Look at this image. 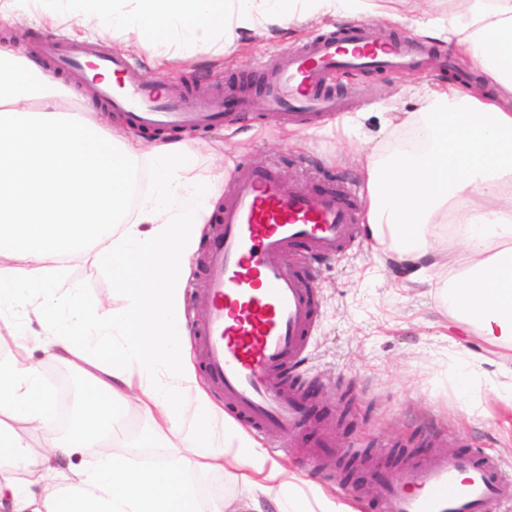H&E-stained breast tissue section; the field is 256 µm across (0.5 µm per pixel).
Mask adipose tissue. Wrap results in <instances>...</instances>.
Masks as SVG:
<instances>
[{
    "instance_id": "obj_1",
    "label": "adipose tissue",
    "mask_w": 512,
    "mask_h": 512,
    "mask_svg": "<svg viewBox=\"0 0 512 512\" xmlns=\"http://www.w3.org/2000/svg\"><path fill=\"white\" fill-rule=\"evenodd\" d=\"M422 35L445 37L495 83L501 99L477 89L427 87L418 111L400 115L417 148L360 168L365 220L389 257L418 282L444 280V306L466 333L512 349V0H464L457 15L413 19ZM70 86L12 47L0 48V315L31 308L37 336L89 385L85 409L52 457L39 461L26 426L52 428L57 402L37 362L0 348V501L11 512H224L201 501L192 466L260 472L265 457L235 424L214 431L217 410L199 393L194 432L182 434V392L194 389L187 364L182 288L197 252L214 187L193 176V155L178 141L150 152L153 185L130 205L140 158L107 133L94 109L71 111ZM121 290L127 305L105 319L67 280L86 254ZM166 378L155 381L157 372ZM152 379L140 400L160 424L142 442L172 453L137 467L111 448L117 413L133 376Z\"/></svg>"
}]
</instances>
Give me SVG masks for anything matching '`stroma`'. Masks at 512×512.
<instances>
[{
    "label": "stroma",
    "instance_id": "1",
    "mask_svg": "<svg viewBox=\"0 0 512 512\" xmlns=\"http://www.w3.org/2000/svg\"><path fill=\"white\" fill-rule=\"evenodd\" d=\"M380 15L371 17L375 34L397 41L414 37L409 21L428 12L450 15L454 0H379ZM347 18L324 16L304 23L272 27L264 33L241 31L228 49L183 50L159 55L136 34L116 39L111 29H78L81 40L136 62L143 79L157 84L189 80L227 98L244 85L259 97V66L346 26ZM12 29L23 48L45 38H66L63 27L49 26L32 12L0 20V31ZM436 64L400 72L339 73L331 83L352 106L332 120L306 128L261 112L248 114L241 126L181 132L196 157V173L211 181L219 198L232 190L238 164L272 167L281 184L320 195L343 193L356 213H363L367 190L358 169L366 155H388L401 135L389 126L394 112H414L413 88L448 84L453 71L467 66L468 56L452 42L433 40ZM287 269L313 283V332L298 371L299 394L306 405L296 437L256 436L269 461L298 479L297 489L308 512H318L312 488H319L349 512H369L363 489L374 486V472L400 474L413 458L441 449L464 454L476 448L492 453L512 474V407L502 400L500 382L512 379V350L461 334L451 325L441 299L438 276L421 284L408 282L404 267L384 263L372 237L324 256L302 244L283 258ZM70 277L80 283L85 300L100 314L123 311L126 296L94 260L72 263ZM40 327L18 312L0 317V337L22 355L38 360L45 382L60 389L61 361L45 358L33 339ZM478 356L480 366L462 379L460 363ZM122 419L121 445L134 448L135 464L162 463L166 445L138 447L152 426L139 407L129 406ZM196 491L207 499L239 506L251 488L226 474L197 469Z\"/></svg>",
    "mask_w": 512,
    "mask_h": 512
}]
</instances>
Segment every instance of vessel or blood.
I'll list each match as a JSON object with an SVG mask.
<instances>
[{
  "instance_id": "obj_1",
  "label": "vessel or blood",
  "mask_w": 512,
  "mask_h": 512,
  "mask_svg": "<svg viewBox=\"0 0 512 512\" xmlns=\"http://www.w3.org/2000/svg\"><path fill=\"white\" fill-rule=\"evenodd\" d=\"M42 51L77 80L90 63L112 73L117 86L98 83L95 98L132 129L227 127L239 118L219 97L143 82L136 63L99 47L50 40ZM427 52L408 40L376 42L368 23L353 25L263 67L260 109L297 126L314 124L343 108L327 86L331 75L409 70ZM232 182L198 302L199 346L211 383L253 431L292 434L300 428L296 389L279 373L303 358L312 293L282 258L300 242L315 253H335L351 237L354 213L337 195L283 193L269 171L240 166ZM375 500L378 512H512V476L482 450L439 454L413 460L400 476H380Z\"/></svg>"
}]
</instances>
